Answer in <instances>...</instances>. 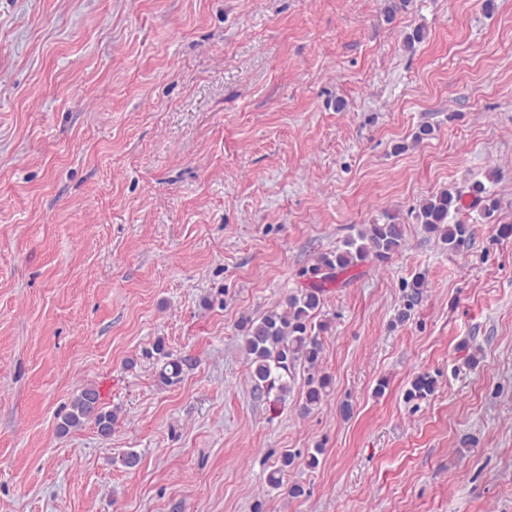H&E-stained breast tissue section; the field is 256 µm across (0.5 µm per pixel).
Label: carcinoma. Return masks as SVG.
<instances>
[{
    "instance_id": "1",
    "label": "carcinoma",
    "mask_w": 512,
    "mask_h": 512,
    "mask_svg": "<svg viewBox=\"0 0 512 512\" xmlns=\"http://www.w3.org/2000/svg\"><path fill=\"white\" fill-rule=\"evenodd\" d=\"M480 205L486 217H492L497 210V201L488 194L484 183L476 181L467 188L443 189L422 200L417 207L415 219L423 230L440 239L450 251H456L473 235L472 225L461 220L448 222L450 214H458L467 207ZM405 231L401 224H366L357 236L346 240L343 247L322 253L311 268L313 280L305 287L290 293L285 308L270 310L259 319L248 318L243 322L244 351L249 360L253 390L274 401L286 400L295 381L296 369L303 367L314 370L321 362L323 343L321 332L328 324L315 322L320 313L323 293L339 277L374 263H383L398 252L404 242ZM425 287V278L418 275L404 284L407 289L405 303L396 314V321L404 323L411 317V311ZM162 366L158 381L164 386L174 385L181 380L183 365L188 362L156 345ZM330 381L327 377L310 376L300 411L304 414L318 406ZM434 382L427 375H419L411 382L408 396L424 398L433 391ZM116 415L101 404L100 393L94 386H86L71 402L70 410L62 417L59 430L66 433L80 427L86 421L94 422L103 436L112 433ZM295 456L282 454L278 466L267 475V483L274 489L286 488L291 498H299L306 490L299 484L285 486L284 475L294 464Z\"/></svg>"
}]
</instances>
